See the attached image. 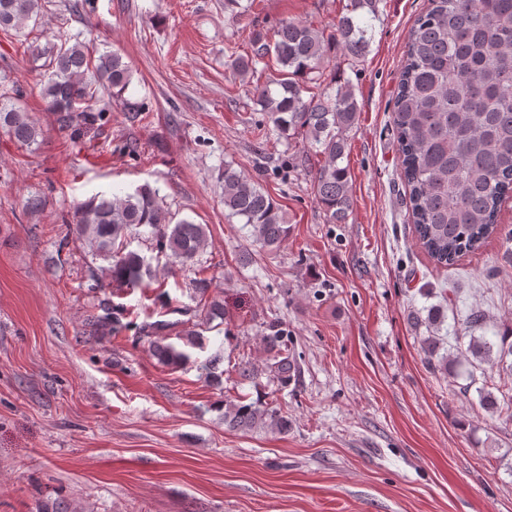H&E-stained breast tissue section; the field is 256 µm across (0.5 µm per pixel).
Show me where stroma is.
Here are the masks:
<instances>
[{"mask_svg": "<svg viewBox=\"0 0 512 512\" xmlns=\"http://www.w3.org/2000/svg\"><path fill=\"white\" fill-rule=\"evenodd\" d=\"M348 0H53L29 41L0 33V76L18 82L41 136L31 149L0 132V512H512V415L489 414L421 351L415 313L443 305L449 355L458 322L485 313L490 336L512 327V263L498 240L434 267L416 243L391 124L409 28L429 0H381L370 47L336 54L360 118L344 159L353 205L327 223L291 143L263 137L254 80L228 64L255 32L295 19L331 30ZM122 55L131 117L113 104L81 140L45 109L29 43L56 36ZM259 179L288 217L273 251L224 211L225 163ZM158 188L176 218L208 227L194 264L167 265L145 235L155 281L112 284L108 263L60 227L96 193ZM42 210L28 211L29 196ZM100 286L90 289V276ZM208 282L205 297L195 279ZM226 310L206 328L200 300ZM119 307L115 335L94 331ZM201 331L180 368L158 363L145 319ZM285 324L295 384L240 383V359L263 364L267 322ZM223 349L221 386L202 371ZM246 394L287 415V433L225 427L222 400Z\"/></svg>", "mask_w": 512, "mask_h": 512, "instance_id": "stroma-1", "label": "stroma"}]
</instances>
